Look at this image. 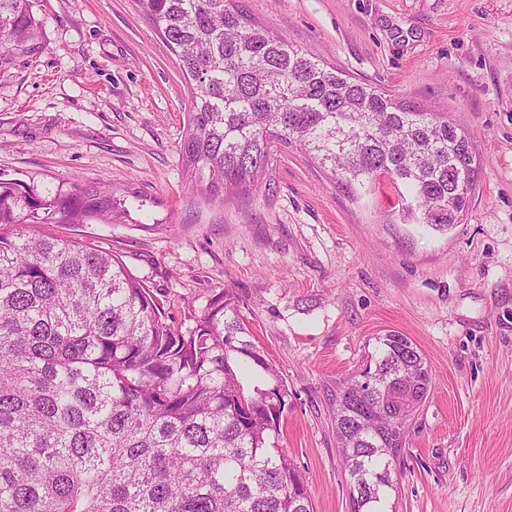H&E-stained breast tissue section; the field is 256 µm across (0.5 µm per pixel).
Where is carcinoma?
<instances>
[{
	"label": "carcinoma",
	"instance_id": "1",
	"mask_svg": "<svg viewBox=\"0 0 512 512\" xmlns=\"http://www.w3.org/2000/svg\"><path fill=\"white\" fill-rule=\"evenodd\" d=\"M191 85L182 164L213 199L265 186L295 147L359 198L387 179L409 224L462 223L480 162L448 113L353 79L236 0H135ZM34 0H0V71L42 50ZM465 188H460V183ZM124 211L112 184L42 193L0 178V512H314L279 448L288 387L226 286L176 320L116 255L42 235ZM406 336L375 338L337 386L353 512H388L403 428L431 388Z\"/></svg>",
	"mask_w": 512,
	"mask_h": 512
}]
</instances>
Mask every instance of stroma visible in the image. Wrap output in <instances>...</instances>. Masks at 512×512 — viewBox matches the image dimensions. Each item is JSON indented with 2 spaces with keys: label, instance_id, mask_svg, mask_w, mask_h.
<instances>
[{
  "label": "stroma",
  "instance_id": "1",
  "mask_svg": "<svg viewBox=\"0 0 512 512\" xmlns=\"http://www.w3.org/2000/svg\"><path fill=\"white\" fill-rule=\"evenodd\" d=\"M35 2L43 50L0 76V176L41 191L102 179L124 209L39 232L119 255L179 320L238 290L288 386L280 446L314 512H350L331 396L389 330L433 372L393 512H512V0H243L259 25L470 134L476 190L445 232L354 199L293 148L267 190L208 200L181 165L187 81L133 0Z\"/></svg>",
  "mask_w": 512,
  "mask_h": 512
}]
</instances>
